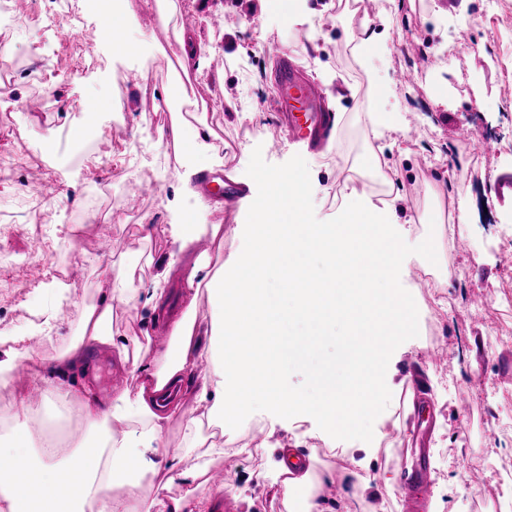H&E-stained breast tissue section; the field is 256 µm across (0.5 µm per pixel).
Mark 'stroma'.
<instances>
[{
	"instance_id": "1",
	"label": "stroma",
	"mask_w": 512,
	"mask_h": 512,
	"mask_svg": "<svg viewBox=\"0 0 512 512\" xmlns=\"http://www.w3.org/2000/svg\"><path fill=\"white\" fill-rule=\"evenodd\" d=\"M174 18L162 24L156 0H126L130 36L144 51L127 55L110 44L88 40L100 17L83 11V31L48 36L24 21L39 9L22 0V17L0 27L19 64L10 95L0 101V155H15L17 171L0 180V208L18 211L17 223H0V333L24 334L40 316L56 315L53 333L40 341L33 359L64 349L77 336L84 306L103 293L102 269L126 267L141 295L134 309L115 308L113 323L139 332L153 311L151 289L184 305L186 282L199 255L212 265L232 262L254 247L249 215L223 243L206 241L204 251L179 250L170 239L144 238L138 225L174 221L180 205L194 206L205 223L226 217L214 198L189 189L199 169L229 167L250 183L257 201L270 195L264 173L305 174L308 219L335 221L350 206L344 187L393 203L398 229L411 246L397 271L413 306L415 325L382 359L384 399L377 412L355 427L333 434L315 417L272 428L276 415L255 403L238 422L201 448L186 447L184 421L174 417L163 444L179 477L168 495L193 493L213 507V477L227 475L237 512H285L278 451H308L314 475H358L350 485L321 484L316 495L331 512H401L402 466L412 447L431 450L434 480L425 497L443 512H493L499 471L512 468V199L500 197L495 179L512 174V0H361L360 13L341 10V0H306L310 24H289L284 10L260 0H173ZM381 34L369 59L354 46L363 25ZM191 35L204 62L187 84L190 99L206 106L203 118L215 149L198 162L181 161L173 145L159 144L158 127H170L164 89L176 82L165 49L176 31ZM291 58L304 76L323 86L337 116L327 149L310 152L292 142L276 123L279 57ZM413 82H398L400 72ZM136 86H129V74ZM390 83L393 95L375 98V82ZM484 94L474 97L473 85ZM372 112H397L414 127L413 138L373 137ZM93 120L100 135L80 159H72L70 125ZM467 125L495 148L481 152L458 144L454 130ZM443 183L446 198L431 199L427 185ZM114 187L105 217L87 206L98 184ZM55 184L48 221L56 252H40L39 218L24 215L22 195ZM469 200V221L456 220L449 200L457 189ZM78 268L67 279L70 298L57 304L50 290L56 265ZM498 307H491L492 299ZM287 331L307 339L308 353L282 364L278 375L291 392L315 394L318 371L346 360L351 337L343 320L310 335L286 305ZM507 340H497V332ZM439 357H430L432 347ZM413 387L414 401L403 398ZM468 399L470 420L459 415ZM267 448H260V441ZM206 473L193 483L181 477L199 460Z\"/></svg>"
}]
</instances>
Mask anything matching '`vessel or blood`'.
I'll list each match as a JSON object with an SVG mask.
<instances>
[{"label":"vessel or blood","mask_w":512,"mask_h":512,"mask_svg":"<svg viewBox=\"0 0 512 512\" xmlns=\"http://www.w3.org/2000/svg\"><path fill=\"white\" fill-rule=\"evenodd\" d=\"M277 108L289 138L311 151L324 150L335 121L325 107L318 84L303 79L296 66L288 60L280 66ZM199 190L223 199L228 215H236L248 204L249 186L234 178L229 170L204 169L197 173ZM433 479V468L426 459H419L404 482L406 512H418V491L426 489Z\"/></svg>","instance_id":"obj_1"}]
</instances>
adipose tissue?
Wrapping results in <instances>:
<instances>
[{
    "label": "adipose tissue",
    "instance_id": "obj_1",
    "mask_svg": "<svg viewBox=\"0 0 512 512\" xmlns=\"http://www.w3.org/2000/svg\"><path fill=\"white\" fill-rule=\"evenodd\" d=\"M271 183L273 201L253 226L254 250L227 270L209 259L197 260L188 277V288L205 290L211 305L207 349L195 339L193 298L180 318L158 310L141 336L114 331V303L129 304L137 291L122 287L124 269H103L108 288L100 305L85 308L79 337L54 358L44 379L47 395L79 403L92 435L75 451L56 446L35 459L27 451L28 434L11 429L5 441L12 452L0 453L5 512H85L91 499L98 500V512H184L187 499L165 496L175 476L162 467L159 443L165 423L181 411L179 385L202 355L213 368L203 378L199 398L210 404L206 417L225 425L260 398L274 412L316 416L328 431L336 430L339 420L353 422L378 409L383 355L412 327L408 299L395 279L406 250L404 237L392 228L393 206L360 194L336 223L313 224L304 206V178L275 176ZM313 252L327 256L329 276L308 274L304 260ZM273 278L280 281L281 293L269 288ZM284 296L294 299L310 335L339 313L352 324L354 339L343 373L318 375L313 396L286 393L278 382V367L289 357L280 304ZM158 328L169 330V348L147 362L131 355V346ZM89 346L106 347L120 364H132L136 389L118 392L107 403L92 383L67 382ZM133 419L141 425L138 446L114 433ZM46 485L56 488V496L43 497Z\"/></svg>",
    "mask_w": 512,
    "mask_h": 512
}]
</instances>
